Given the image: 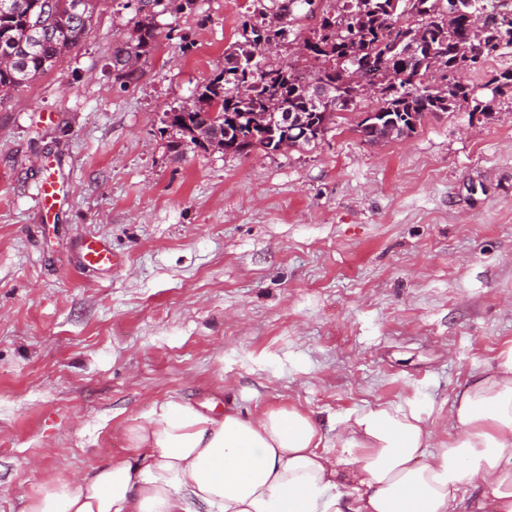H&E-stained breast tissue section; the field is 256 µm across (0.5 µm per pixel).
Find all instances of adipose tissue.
I'll return each instance as SVG.
<instances>
[{"label": "adipose tissue", "instance_id": "1", "mask_svg": "<svg viewBox=\"0 0 512 512\" xmlns=\"http://www.w3.org/2000/svg\"><path fill=\"white\" fill-rule=\"evenodd\" d=\"M450 419L456 436L438 442L414 404L357 410L331 448L298 406L244 416L171 399L129 427L125 455L45 485L28 512H512V347Z\"/></svg>", "mask_w": 512, "mask_h": 512}]
</instances>
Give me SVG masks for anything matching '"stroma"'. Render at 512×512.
<instances>
[{
  "label": "stroma",
  "mask_w": 512,
  "mask_h": 512,
  "mask_svg": "<svg viewBox=\"0 0 512 512\" xmlns=\"http://www.w3.org/2000/svg\"><path fill=\"white\" fill-rule=\"evenodd\" d=\"M250 5L158 11L124 81L112 49L135 9L102 0L71 54L0 101V512L125 454L170 399L297 404L330 442L348 413L411 401L452 435L458 391L512 346V88L474 72L492 116L460 106L377 143L357 131L366 95L313 147L179 144L166 112ZM91 237L117 266L85 262Z\"/></svg>",
  "instance_id": "obj_1"
}]
</instances>
